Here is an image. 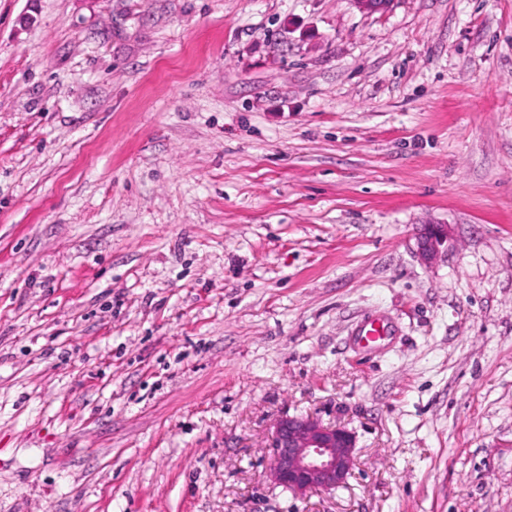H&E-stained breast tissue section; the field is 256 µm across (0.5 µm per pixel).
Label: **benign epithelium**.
<instances>
[{
	"label": "benign epithelium",
	"instance_id": "obj_1",
	"mask_svg": "<svg viewBox=\"0 0 512 512\" xmlns=\"http://www.w3.org/2000/svg\"><path fill=\"white\" fill-rule=\"evenodd\" d=\"M447 240L448 225H425L417 238V258L425 265L434 263ZM269 448L264 477L300 496L344 486L356 462L354 433L345 427L325 425L310 414L278 419Z\"/></svg>",
	"mask_w": 512,
	"mask_h": 512
}]
</instances>
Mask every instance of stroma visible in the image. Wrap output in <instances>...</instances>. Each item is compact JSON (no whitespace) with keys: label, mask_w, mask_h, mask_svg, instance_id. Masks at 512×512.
<instances>
[{"label":"stroma","mask_w":512,"mask_h":512,"mask_svg":"<svg viewBox=\"0 0 512 512\" xmlns=\"http://www.w3.org/2000/svg\"><path fill=\"white\" fill-rule=\"evenodd\" d=\"M0 512H512V0H0ZM448 240V227L444 224H427L417 238L416 255L422 264L431 265L440 255L441 247ZM269 448L264 477L273 486L300 496L344 486L356 462L354 433L325 425L310 414L278 419Z\"/></svg>","instance_id":"obj_1"}]
</instances>
